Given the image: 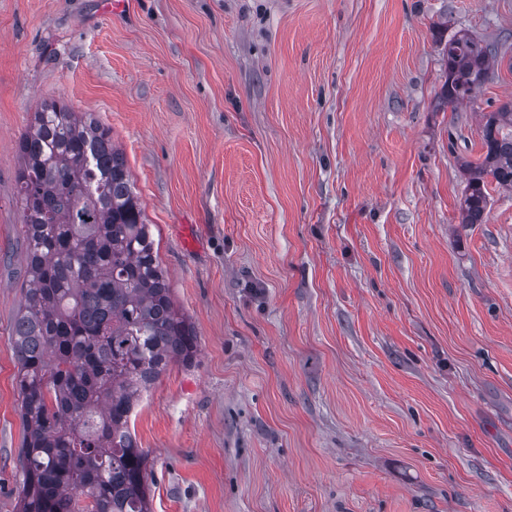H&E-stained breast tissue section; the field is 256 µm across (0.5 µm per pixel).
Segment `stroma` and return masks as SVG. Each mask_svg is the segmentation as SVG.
Masks as SVG:
<instances>
[{"label": "stroma", "instance_id": "obj_1", "mask_svg": "<svg viewBox=\"0 0 512 512\" xmlns=\"http://www.w3.org/2000/svg\"><path fill=\"white\" fill-rule=\"evenodd\" d=\"M512 0H0V512L23 439L17 143L45 99L123 151L199 339L131 429L153 512H512V191L462 224ZM446 75L438 97L444 106L457 105L475 98L491 78L494 63L507 48L499 42L457 32L444 43Z\"/></svg>", "mask_w": 512, "mask_h": 512}]
</instances>
